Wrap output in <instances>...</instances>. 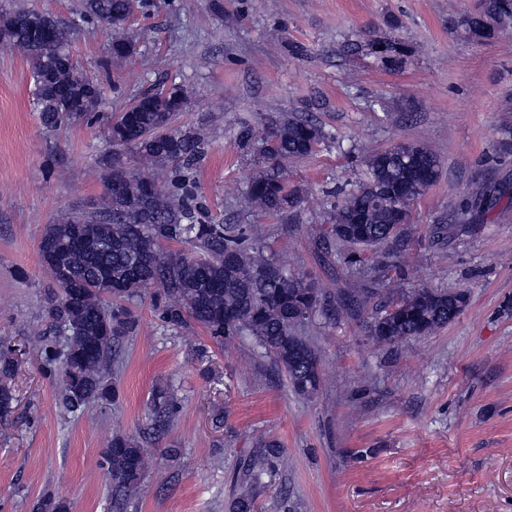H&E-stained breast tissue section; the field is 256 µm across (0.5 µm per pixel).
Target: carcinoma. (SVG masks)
Segmentation results:
<instances>
[{
    "label": "carcinoma",
    "instance_id": "1",
    "mask_svg": "<svg viewBox=\"0 0 512 512\" xmlns=\"http://www.w3.org/2000/svg\"><path fill=\"white\" fill-rule=\"evenodd\" d=\"M148 7L150 0H84L88 21L112 32L115 57L125 47L138 54L126 23ZM507 23H512V0H480L454 29L487 42ZM1 34L32 63L35 105L45 128L91 116L102 89L78 72L66 52V26L46 13L16 10L0 17ZM72 99L82 101V111H69ZM186 99L181 86L162 85L141 94L110 120L112 145L134 149L139 168L131 171L113 159L96 210L72 213L47 225L41 236L43 268L58 285L45 292L42 304L65 343L61 349L44 345L40 356L59 381L57 400L67 412L83 414L118 400L112 386L113 352L136 331L138 316L132 306L148 293L169 328L192 321L221 347L251 337L303 396L317 393L323 377L318 350L302 329L317 316L334 320L340 312L350 315L363 306L360 290H348L334 302L317 282L288 271L266 254L253 225L226 224L209 216L196 182L206 136L198 128L172 127L176 105ZM328 138L307 117L276 120L260 135L249 126L240 127L238 146L255 157V170L233 195L250 210L288 217L301 196L285 190L284 165L312 154ZM365 166L364 179L341 191L319 234L323 243L341 242L355 256L371 252L378 271L385 274L405 258L413 207L440 178L441 162L425 145L408 142L398 150L371 153ZM492 190L486 180H472L455 218L465 219L472 203ZM166 244L178 248L166 249ZM465 304L463 292L417 288L375 311L368 333L380 344L400 346L441 330ZM14 370L13 355L0 352L1 416L16 401ZM149 410L155 429L163 430L177 410L173 390L154 387ZM276 448L272 442L249 457L246 485L232 512H253L254 490L272 473L270 458ZM103 458L115 502L137 496L152 466L147 450L133 438L115 435ZM37 512H70V503L49 494L37 503Z\"/></svg>",
    "mask_w": 512,
    "mask_h": 512
}]
</instances>
